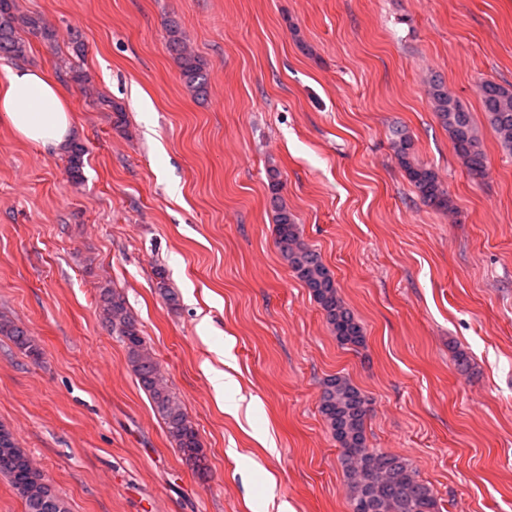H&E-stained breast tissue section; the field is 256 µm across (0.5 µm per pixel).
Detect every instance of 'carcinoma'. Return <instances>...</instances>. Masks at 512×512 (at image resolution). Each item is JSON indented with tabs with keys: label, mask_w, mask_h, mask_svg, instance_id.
Returning a JSON list of instances; mask_svg holds the SVG:
<instances>
[{
	"label": "carcinoma",
	"mask_w": 512,
	"mask_h": 512,
	"mask_svg": "<svg viewBox=\"0 0 512 512\" xmlns=\"http://www.w3.org/2000/svg\"><path fill=\"white\" fill-rule=\"evenodd\" d=\"M28 33L52 45L57 40L54 27L39 13L20 10L18 0H0V58L21 60L31 51ZM167 49L179 69L185 87L197 97L209 92V80L202 59L191 50L180 25L171 20L166 27ZM429 95L435 115L470 175L481 178L487 157L471 112L448 93L437 75L429 81ZM480 97L490 127L504 152L512 155V89L485 80ZM394 157L420 200L427 206L451 211L452 200L437 172L414 157L411 136L401 128L390 130ZM87 148L72 142L67 147V172L71 180L83 181ZM280 172L269 170V191L275 212V246L318 305L336 340L343 346L364 344V329L340 296L333 272L319 252L303 238L294 213L284 201ZM102 321L118 337L127 353V362L138 384L150 398L162 420L166 434L186 463L199 476L207 472V459L197 429L169 389L157 361L146 345L142 331L131 315L126 300L111 288L99 292ZM0 334L37 357L39 348L26 331L0 318ZM320 412L340 448V463L348 488L351 512H443L432 489L419 479L416 469L404 457L369 446L366 422L370 401L347 377L336 375L323 382ZM0 476L8 479L23 500L25 512H68L65 501L33 466L14 434L0 424Z\"/></svg>",
	"instance_id": "cac0c4a2"
}]
</instances>
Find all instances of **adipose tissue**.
Listing matches in <instances>:
<instances>
[{
	"label": "adipose tissue",
	"mask_w": 512,
	"mask_h": 512,
	"mask_svg": "<svg viewBox=\"0 0 512 512\" xmlns=\"http://www.w3.org/2000/svg\"><path fill=\"white\" fill-rule=\"evenodd\" d=\"M0 119L19 139L49 151L64 147L72 125L60 83L26 66L12 69L0 85Z\"/></svg>",
	"instance_id": "ef3b65f1"
}]
</instances>
